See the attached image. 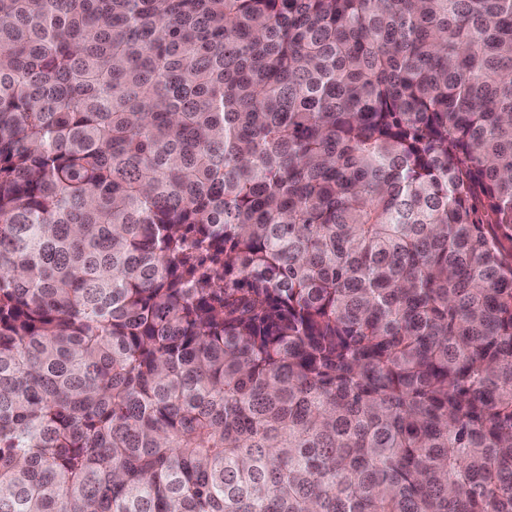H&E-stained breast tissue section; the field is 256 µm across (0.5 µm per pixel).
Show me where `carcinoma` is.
Wrapping results in <instances>:
<instances>
[{
  "instance_id": "obj_1",
  "label": "carcinoma",
  "mask_w": 512,
  "mask_h": 512,
  "mask_svg": "<svg viewBox=\"0 0 512 512\" xmlns=\"http://www.w3.org/2000/svg\"><path fill=\"white\" fill-rule=\"evenodd\" d=\"M0 512H512V0H0Z\"/></svg>"
}]
</instances>
